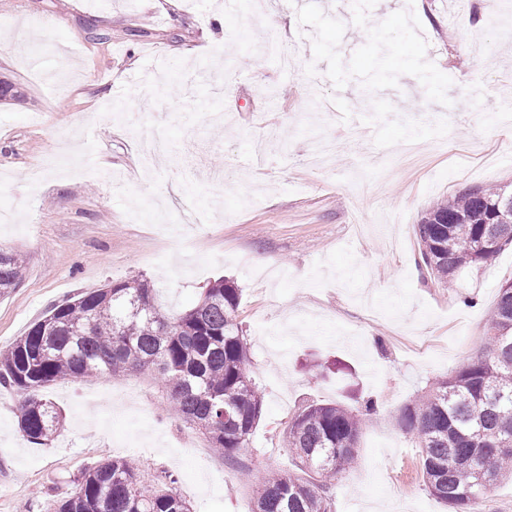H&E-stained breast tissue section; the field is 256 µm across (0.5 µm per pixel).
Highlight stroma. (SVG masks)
<instances>
[{
	"label": "stroma",
	"mask_w": 512,
	"mask_h": 512,
	"mask_svg": "<svg viewBox=\"0 0 512 512\" xmlns=\"http://www.w3.org/2000/svg\"><path fill=\"white\" fill-rule=\"evenodd\" d=\"M357 2L0 0V26L22 27L0 49L16 91L0 99V211L14 217L0 244L26 258L0 296V349L113 281L147 280L172 312L226 277L264 395L230 464L163 412L148 373L47 387L63 426L45 446L0 388V512H49L113 457L147 481L175 475L191 512H251L258 479L297 469L291 417L362 397L377 411L334 512H453L397 417L479 354L512 246L451 288L423 264L416 226L461 189L512 192V0ZM272 16L298 57L288 71L252 39ZM320 137L332 167L308 160ZM191 207L207 222L186 223Z\"/></svg>",
	"instance_id": "stroma-1"
}]
</instances>
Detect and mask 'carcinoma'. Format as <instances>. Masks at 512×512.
<instances>
[{"label": "carcinoma", "instance_id": "obj_1", "mask_svg": "<svg viewBox=\"0 0 512 512\" xmlns=\"http://www.w3.org/2000/svg\"><path fill=\"white\" fill-rule=\"evenodd\" d=\"M505 193L471 187L433 205L417 224L423 263L445 283L485 264L512 239L511 224L492 223ZM24 258L0 247V295L16 288ZM241 293L227 279L205 289L188 309L169 315L145 280L114 281L54 306L24 336L0 351V387L17 397L16 419L27 440L46 445L61 416L44 393L63 380L151 370L165 389L164 410L197 428L228 461L249 447L263 395L237 321ZM376 400L357 410L309 404L288 423L285 447L315 480L273 470L256 483L253 512H334L331 481L357 457V440ZM402 430L421 448L423 482L454 512H477L489 488L512 479V284L499 288L483 353L400 414ZM475 459L476 482L465 463ZM51 512H190L177 479L140 480L136 465L109 459L86 471Z\"/></svg>", "mask_w": 512, "mask_h": 512}]
</instances>
